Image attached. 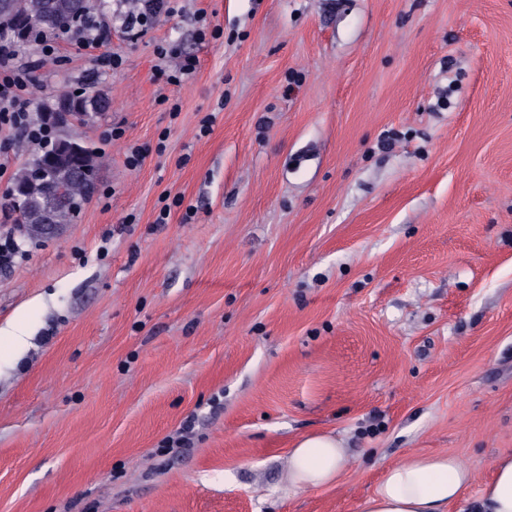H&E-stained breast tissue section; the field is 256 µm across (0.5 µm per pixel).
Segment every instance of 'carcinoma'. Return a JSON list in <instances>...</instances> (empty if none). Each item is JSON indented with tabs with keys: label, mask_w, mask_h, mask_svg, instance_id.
I'll list each match as a JSON object with an SVG mask.
<instances>
[{
	"label": "carcinoma",
	"mask_w": 512,
	"mask_h": 512,
	"mask_svg": "<svg viewBox=\"0 0 512 512\" xmlns=\"http://www.w3.org/2000/svg\"><path fill=\"white\" fill-rule=\"evenodd\" d=\"M106 6L107 0H98L95 7L88 0H0V18L6 22L0 30L27 44L36 39V33L27 29L29 25L51 34L75 18L93 20ZM106 104L98 95L67 93L47 107V111L72 112L85 117ZM83 167L98 171V158L92 149L83 145L81 154L74 157L54 142L16 171L0 206L17 213L26 238L41 240L42 225L75 223L82 202L97 190L98 181L78 178V171Z\"/></svg>",
	"instance_id": "1"
}]
</instances>
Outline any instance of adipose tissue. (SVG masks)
Returning <instances> with one entry per match:
<instances>
[{
    "label": "adipose tissue",
    "instance_id": "1",
    "mask_svg": "<svg viewBox=\"0 0 512 512\" xmlns=\"http://www.w3.org/2000/svg\"><path fill=\"white\" fill-rule=\"evenodd\" d=\"M347 450L332 433L301 438L288 461V486L318 489L338 481ZM493 476L478 493L475 512H512V453L496 457ZM470 471L450 455L415 454L387 468L358 512H449L471 483Z\"/></svg>",
    "mask_w": 512,
    "mask_h": 512
}]
</instances>
